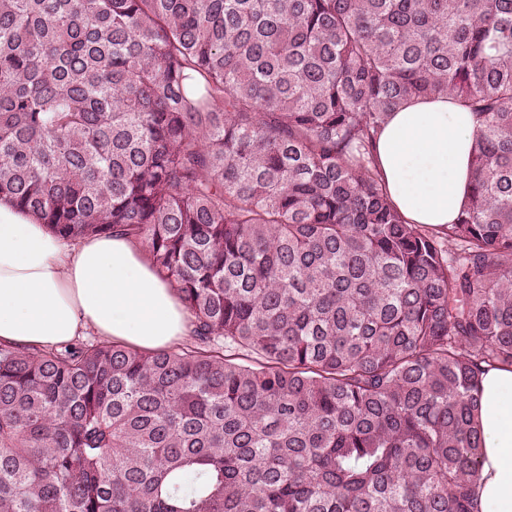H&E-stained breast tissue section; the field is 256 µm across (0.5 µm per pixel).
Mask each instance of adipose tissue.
<instances>
[{
  "label": "adipose tissue",
  "mask_w": 512,
  "mask_h": 512,
  "mask_svg": "<svg viewBox=\"0 0 512 512\" xmlns=\"http://www.w3.org/2000/svg\"><path fill=\"white\" fill-rule=\"evenodd\" d=\"M475 123L449 96L414 98L389 115L375 160L412 224L454 223L471 178ZM94 333L151 350L189 334L188 313L139 242L115 232L65 241L0 197V344L55 347ZM479 512H512V366L477 392Z\"/></svg>",
  "instance_id": "adipose-tissue-1"
}]
</instances>
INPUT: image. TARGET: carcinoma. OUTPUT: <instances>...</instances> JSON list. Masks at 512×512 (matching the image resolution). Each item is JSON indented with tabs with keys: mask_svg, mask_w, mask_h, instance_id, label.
I'll return each instance as SVG.
<instances>
[{
	"mask_svg": "<svg viewBox=\"0 0 512 512\" xmlns=\"http://www.w3.org/2000/svg\"><path fill=\"white\" fill-rule=\"evenodd\" d=\"M476 119L409 224L390 112ZM121 231L190 341L0 345V512H477L512 366V0H0V196ZM471 112L449 96L414 98L392 112L375 160L388 195L410 224H454L471 178Z\"/></svg>",
	"mask_w": 512,
	"mask_h": 512,
	"instance_id": "obj_1",
	"label": "carcinoma"
}]
</instances>
